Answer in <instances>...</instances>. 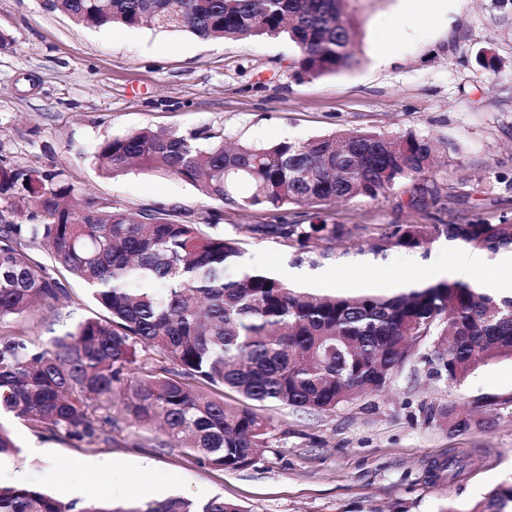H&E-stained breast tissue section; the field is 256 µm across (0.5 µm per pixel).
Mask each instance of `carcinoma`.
Segmentation results:
<instances>
[{
    "mask_svg": "<svg viewBox=\"0 0 512 512\" xmlns=\"http://www.w3.org/2000/svg\"><path fill=\"white\" fill-rule=\"evenodd\" d=\"M349 0H43L84 27L151 23L169 31L234 41L286 37L298 49L297 81L351 67L354 27ZM437 145L413 131L344 129L303 142L269 146L197 132L143 128L104 140L101 172L138 164L192 184L231 211L312 210L308 224H247V238L180 222L162 207L136 212L76 195L61 172L0 165V195L20 187L34 224L0 217V320L67 296L22 248L48 249L54 263L83 282L103 308L43 343L0 336V414L92 450L112 443L119 419L159 427V445L180 448L212 469L239 470L270 448L271 419L257 404L333 412L358 395L386 390L412 366L419 348L428 374L451 383L482 364L512 359V297L447 279L393 293L323 294L245 264L246 239L287 246L293 264L316 268L336 246L366 237L386 258L396 249L427 250L445 238L495 256L512 249V220L430 224H342L330 206L377 199L410 184L414 207L447 199L429 182ZM210 231H204V228ZM154 350L174 371L138 363ZM236 401L228 403L222 393ZM450 434L488 423L454 404L424 415ZM512 481L491 489L469 512H509ZM0 512H244L221 497H182L81 508L34 486H1Z\"/></svg>",
    "mask_w": 512,
    "mask_h": 512,
    "instance_id": "1",
    "label": "carcinoma"
}]
</instances>
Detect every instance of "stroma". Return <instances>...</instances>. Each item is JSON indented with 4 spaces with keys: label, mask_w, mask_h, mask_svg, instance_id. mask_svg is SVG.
I'll return each instance as SVG.
<instances>
[{
    "label": "stroma",
    "mask_w": 512,
    "mask_h": 512,
    "mask_svg": "<svg viewBox=\"0 0 512 512\" xmlns=\"http://www.w3.org/2000/svg\"><path fill=\"white\" fill-rule=\"evenodd\" d=\"M357 63L314 80L297 81L296 54L284 39L235 42L186 31L76 26L43 0H0V160L14 167L63 170L76 194L133 211L162 207L176 220L201 224L220 215L236 224L304 222L300 209L228 211L203 200L191 184L131 168L100 172L95 152L107 138L142 128L223 135L228 142L272 144L343 129L400 134L409 130L444 142L432 179L450 196L446 222L512 217V7L499 0H350ZM389 63H381V54ZM494 68H486L482 59ZM394 192L331 207L348 224L429 222ZM36 257L69 296L0 321V335L46 342L101 309L83 284L43 249ZM357 245L325 260L335 277L411 276L432 279L429 258L411 251L360 265ZM248 265L282 275L292 253L279 243L249 240ZM512 359L479 366L461 383L431 378L422 361L380 395L318 414L267 405L271 449L253 466L217 471L178 448L158 445L157 432L121 420L111 445L86 451L24 422L4 424L19 448L11 471L65 503L104 498L113 504L173 495L205 501L221 496L246 512H469L483 494L512 479ZM476 408L489 425L451 435L425 423L428 406ZM451 458L466 466L454 480L431 475Z\"/></svg>",
    "instance_id": "1"
}]
</instances>
